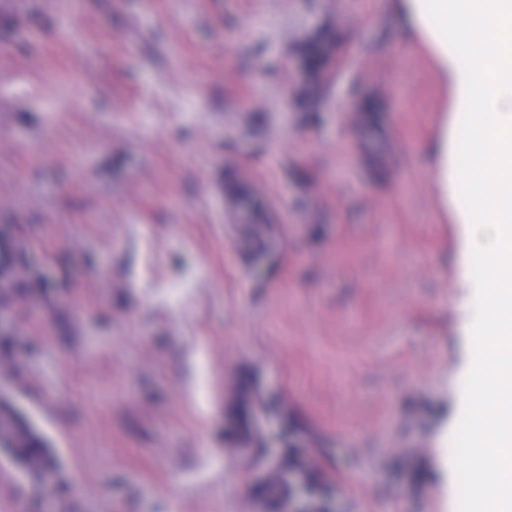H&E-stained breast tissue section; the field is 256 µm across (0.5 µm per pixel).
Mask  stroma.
<instances>
[{
  "label": "stroma",
  "mask_w": 512,
  "mask_h": 512,
  "mask_svg": "<svg viewBox=\"0 0 512 512\" xmlns=\"http://www.w3.org/2000/svg\"><path fill=\"white\" fill-rule=\"evenodd\" d=\"M466 110L391 0H0V393L61 467L0 512H253L274 431L335 512H464Z\"/></svg>",
  "instance_id": "35a3bbf8"
}]
</instances>
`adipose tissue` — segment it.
Segmentation results:
<instances>
[{"mask_svg":"<svg viewBox=\"0 0 512 512\" xmlns=\"http://www.w3.org/2000/svg\"><path fill=\"white\" fill-rule=\"evenodd\" d=\"M415 42L450 78L465 119L444 121L433 176L466 196L462 259L487 303L471 331L470 415L457 429L467 512H512V0H403Z\"/></svg>","mask_w":512,"mask_h":512,"instance_id":"obj_1","label":"adipose tissue"}]
</instances>
